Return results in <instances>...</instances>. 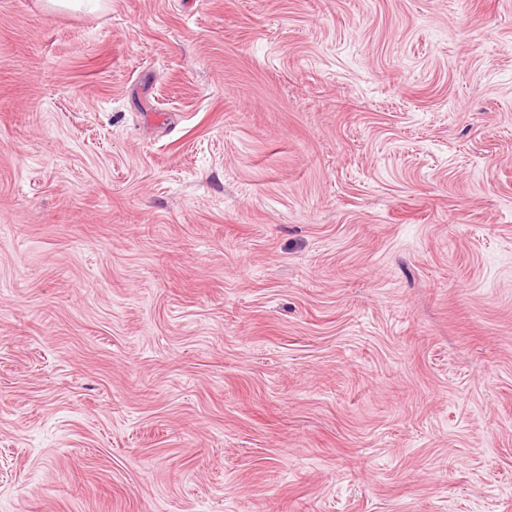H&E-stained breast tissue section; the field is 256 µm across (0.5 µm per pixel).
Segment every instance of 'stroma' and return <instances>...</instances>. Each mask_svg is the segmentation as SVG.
<instances>
[{
  "label": "stroma",
  "instance_id": "obj_1",
  "mask_svg": "<svg viewBox=\"0 0 512 512\" xmlns=\"http://www.w3.org/2000/svg\"><path fill=\"white\" fill-rule=\"evenodd\" d=\"M0 512H512V0H0Z\"/></svg>",
  "mask_w": 512,
  "mask_h": 512
}]
</instances>
